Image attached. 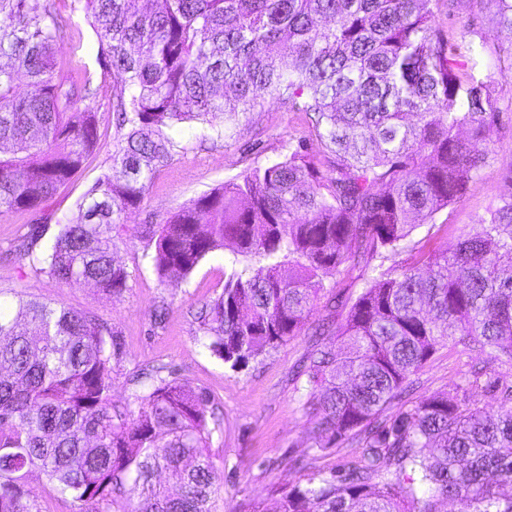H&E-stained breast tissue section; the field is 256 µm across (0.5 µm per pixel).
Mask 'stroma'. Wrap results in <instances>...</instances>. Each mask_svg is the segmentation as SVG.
I'll list each match as a JSON object with an SVG mask.
<instances>
[{
  "instance_id": "1",
  "label": "stroma",
  "mask_w": 512,
  "mask_h": 512,
  "mask_svg": "<svg viewBox=\"0 0 512 512\" xmlns=\"http://www.w3.org/2000/svg\"><path fill=\"white\" fill-rule=\"evenodd\" d=\"M63 36L57 43L58 67L88 70L96 92L99 144L83 168L40 211L0 214V311L9 312L17 294L89 312L109 323L121 345V362L112 375V401L130 402L133 375L164 366L193 388L206 391L217 404L220 425L212 433L211 454L224 472V485L215 496V512H230L236 501L265 500L273 487L305 483L312 472L330 470L356 460L357 448L346 442L314 456V424L301 406L298 390L306 378L304 360L314 337L301 335L287 345L231 370L211 354L194 313L224 287V253L206 256L183 280L162 284L152 261L154 244L142 236L145 224H161L185 203L211 188L267 164L287 152L289 142L306 137L304 115L282 103H264L253 120L233 139L201 140L191 124L168 129L177 147L172 159L155 173L140 208L130 214L116 240L114 258L130 274L128 286L116 298L89 285H65L36 270L14 252V241L37 231L36 251L48 248L59 224L77 215V204L97 178L112 165L117 134L112 110V77L98 58V45L86 19L84 0H55ZM434 25L448 38V49L468 66L469 73L490 83L499 96V130L487 147L486 162L467 193L440 212L436 220L451 225L434 246L452 247L454 228L480 223L496 204L508 170L512 169V31L499 27L491 13L470 0H445L434 12ZM485 41L474 57L470 42ZM165 305L166 320L155 325L151 313ZM486 371L497 387L467 383L471 370ZM512 388V365L488 354L447 346L414 376L410 400L446 392L486 411H495L503 390ZM293 459L306 469L290 467Z\"/></svg>"
}]
</instances>
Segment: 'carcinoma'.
Returning <instances> with one entry per match:
<instances>
[{
    "mask_svg": "<svg viewBox=\"0 0 512 512\" xmlns=\"http://www.w3.org/2000/svg\"><path fill=\"white\" fill-rule=\"evenodd\" d=\"M435 0H85L112 73V167L22 257L64 284L120 296L129 273L116 234L171 158L166 130L194 122L225 140L270 100L305 113L306 139L146 224L162 281L216 251L259 265L224 270L202 304L210 352L236 370L306 331L334 336L308 354L302 407L316 453L340 442L357 460L304 485L244 498L231 512H512V397L494 414L438 394L387 417L451 343L512 364V164L489 219L450 250L412 238L459 199L497 131L495 89L461 74L433 26ZM512 29V0H477ZM49 0H0V213L45 206L98 141L88 72L57 68ZM34 88L19 92V81ZM328 168V174L321 168ZM413 261L384 268L391 256ZM367 274L355 298L333 279ZM327 321L310 328L322 297ZM115 332L87 312L17 296L0 313V512H39L37 471L74 512H213L224 473L211 458L207 393L150 377L134 413L112 403ZM166 474L168 481L159 480Z\"/></svg>",
    "mask_w": 512,
    "mask_h": 512,
    "instance_id": "1",
    "label": "carcinoma"
}]
</instances>
